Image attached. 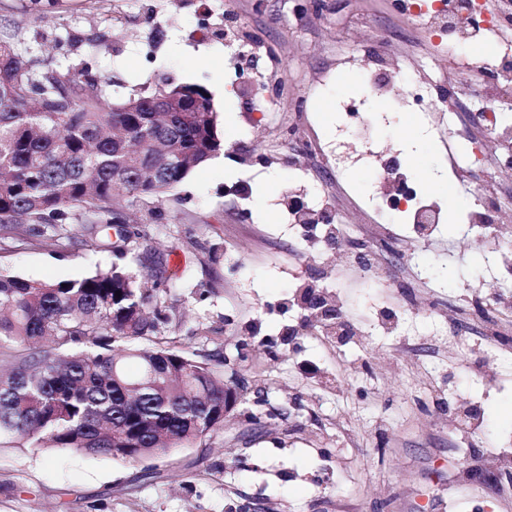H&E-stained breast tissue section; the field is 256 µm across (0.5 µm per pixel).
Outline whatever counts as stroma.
<instances>
[{
  "mask_svg": "<svg viewBox=\"0 0 512 512\" xmlns=\"http://www.w3.org/2000/svg\"><path fill=\"white\" fill-rule=\"evenodd\" d=\"M0 0V28L57 73L89 67L113 103L154 93L162 81L203 86L217 112L221 149L163 201L164 217L131 225L123 252H91L85 225L47 235L63 247L0 240V270L35 280L78 279L114 264L161 273L175 348L227 356L245 381V400L206 443L139 462L64 449L0 448V512H512V481L473 473L459 482L462 448L479 452L512 439V343L491 346L476 294L512 283L469 244L463 224L419 237L387 224L368 205L356 168L322 156L300 159L281 139L330 140L340 100L362 93L355 60L398 59L410 77L440 95L439 48L393 0ZM103 40L105 49L94 48ZM280 87L260 108L257 85ZM305 111H298V103ZM485 99L473 87L452 127L422 123L429 173L448 167L447 135L465 140ZM375 139L410 163L399 119L364 107ZM493 160L464 166L449 180L446 210L460 214L469 183L494 178ZM320 187L349 222L338 243L309 252L288 222L289 194ZM385 242L389 277L336 265L353 241ZM341 293L352 335L288 340L303 318L291 306L301 285ZM384 310L392 330L375 322ZM499 376L488 387L476 361ZM263 404H256V396ZM466 398L488 424L470 445L434 411L436 399Z\"/></svg>",
  "mask_w": 512,
  "mask_h": 512,
  "instance_id": "35a3bbf8",
  "label": "stroma"
}]
</instances>
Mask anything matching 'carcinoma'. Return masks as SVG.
Here are the masks:
<instances>
[{
  "label": "carcinoma",
  "instance_id": "cac0c4a2",
  "mask_svg": "<svg viewBox=\"0 0 512 512\" xmlns=\"http://www.w3.org/2000/svg\"><path fill=\"white\" fill-rule=\"evenodd\" d=\"M220 148L205 88L166 84L114 105L89 68L50 79L0 37V239L23 232L47 245L44 226L76 220L90 250L124 241L123 212L157 220V205ZM161 285L117 264L65 281L0 271L1 448L135 462L224 426L212 358L158 338ZM122 339L150 345L119 355Z\"/></svg>",
  "mask_w": 512,
  "mask_h": 512
}]
</instances>
